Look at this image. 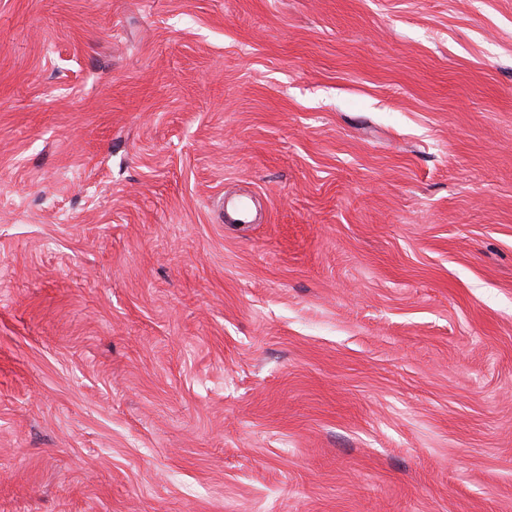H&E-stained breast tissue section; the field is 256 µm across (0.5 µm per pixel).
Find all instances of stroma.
Segmentation results:
<instances>
[{
    "mask_svg": "<svg viewBox=\"0 0 512 512\" xmlns=\"http://www.w3.org/2000/svg\"><path fill=\"white\" fill-rule=\"evenodd\" d=\"M0 512H512V0H0Z\"/></svg>",
    "mask_w": 512,
    "mask_h": 512,
    "instance_id": "stroma-1",
    "label": "stroma"
}]
</instances>
